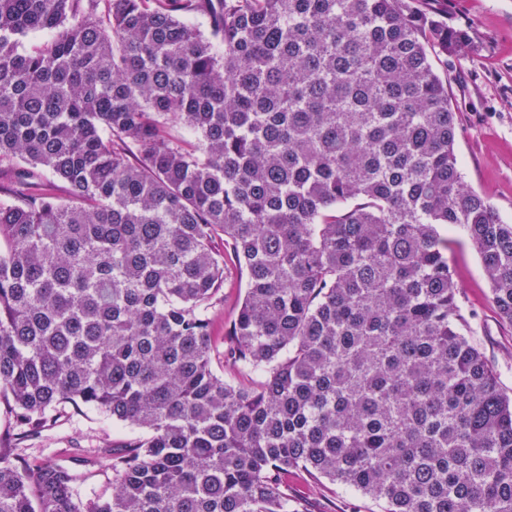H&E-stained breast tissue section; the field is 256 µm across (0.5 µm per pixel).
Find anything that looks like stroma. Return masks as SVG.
I'll return each instance as SVG.
<instances>
[{"label": "stroma", "mask_w": 512, "mask_h": 512, "mask_svg": "<svg viewBox=\"0 0 512 512\" xmlns=\"http://www.w3.org/2000/svg\"><path fill=\"white\" fill-rule=\"evenodd\" d=\"M449 25L466 29L478 52L436 56L438 73L448 78V99L458 118L455 152L467 185L484 195L503 220L512 222V0H448ZM448 262L460 287L459 300L470 322L472 341L502 373L512 393V325L503 322L490 297L477 252L457 228L447 230ZM246 276L228 265L221 300L214 307V368H222L223 337L245 294ZM129 425L87 406L66 407L42 435L21 442L29 460L54 458L87 474L86 488L112 491V472L102 465L105 450L136 435ZM304 493L307 512H375L373 502L331 485L307 486L302 476L288 478Z\"/></svg>", "instance_id": "obj_1"}]
</instances>
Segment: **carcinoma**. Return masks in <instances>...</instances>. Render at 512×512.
Listing matches in <instances>:
<instances>
[{"label": "carcinoma", "mask_w": 512, "mask_h": 512, "mask_svg": "<svg viewBox=\"0 0 512 512\" xmlns=\"http://www.w3.org/2000/svg\"><path fill=\"white\" fill-rule=\"evenodd\" d=\"M107 2L0 0L26 185L0 201V407L26 437L67 405L141 434L88 501L1 436L0 512H307L297 472L379 512H512V396L445 236L512 324V223L465 185L432 63L469 33L430 0ZM448 262L460 287L459 300L471 327V340L502 373L512 393V325L503 322L490 297L477 252L457 228L448 227ZM225 260L227 264V276L224 280L223 291L218 295L221 297V302L217 303L212 312V336L214 337L216 346L213 366L218 372L222 371L224 360L223 337L236 315L237 308L244 297L246 288L245 273H240L229 257Z\"/></svg>", "instance_id": "carcinoma-1"}]
</instances>
